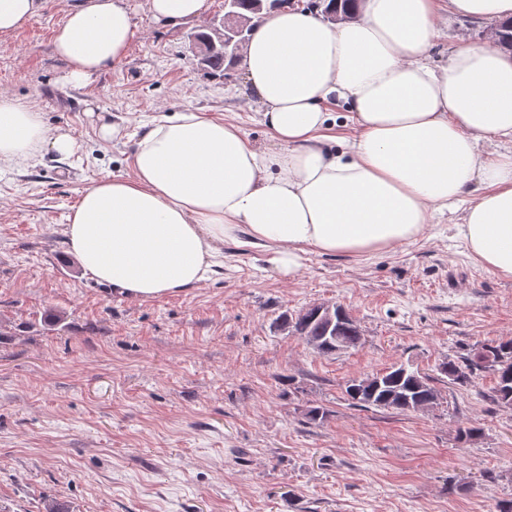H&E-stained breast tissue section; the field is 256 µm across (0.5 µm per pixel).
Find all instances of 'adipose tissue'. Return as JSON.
Listing matches in <instances>:
<instances>
[{
  "label": "adipose tissue",
  "instance_id": "1",
  "mask_svg": "<svg viewBox=\"0 0 512 512\" xmlns=\"http://www.w3.org/2000/svg\"><path fill=\"white\" fill-rule=\"evenodd\" d=\"M155 23L202 17L209 0H145ZM129 0L67 10L53 46L63 82L88 84L124 60ZM498 21L512 0H359L331 25L285 5L260 23L239 66L278 150L253 147L231 121L178 113L144 125L129 164L85 189L65 229L69 251L115 295L147 300L195 287L224 239L246 235L295 274L304 255L393 252L435 215L488 272L512 278V56L458 46L428 61L441 12ZM343 101L337 116L330 103ZM345 123L359 134L336 139ZM496 152L484 151V143ZM77 149L31 103L0 94V164Z\"/></svg>",
  "mask_w": 512,
  "mask_h": 512
}]
</instances>
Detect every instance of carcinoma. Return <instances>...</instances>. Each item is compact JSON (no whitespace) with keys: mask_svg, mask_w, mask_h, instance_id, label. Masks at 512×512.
I'll use <instances>...</instances> for the list:
<instances>
[{"mask_svg":"<svg viewBox=\"0 0 512 512\" xmlns=\"http://www.w3.org/2000/svg\"><path fill=\"white\" fill-rule=\"evenodd\" d=\"M284 3L289 4L291 0H224L222 25L214 24L195 36L204 47L201 64L215 71L230 67L264 15ZM352 3L354 0H330L325 8L323 0H308L302 10H319L325 22L335 24L351 18ZM496 48L512 52V20L501 22ZM273 328L299 337L320 355L355 348L362 340L355 320L347 316L330 318L319 313L316 305L296 313L281 314L273 322ZM438 371L448 382L461 385L471 383L488 371L495 379L494 400L504 407H512V338L486 343L465 356L448 359L438 365ZM374 377L378 380L375 387L357 379L346 383L345 393L351 405L405 413L428 410L439 404L440 392L434 377L426 373L400 365L376 372ZM395 394L405 396L408 402L396 404Z\"/></svg>","mask_w":512,"mask_h":512,"instance_id":"1","label":"carcinoma"}]
</instances>
